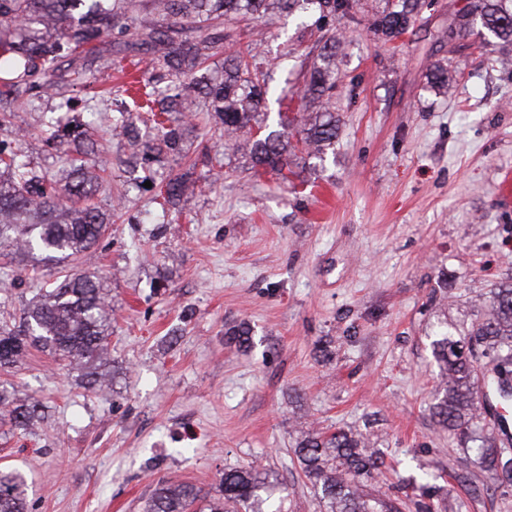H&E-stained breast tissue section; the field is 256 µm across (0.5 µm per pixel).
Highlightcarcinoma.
Listing matches in <instances>:
<instances>
[{"label": "carcinoma", "instance_id": "1", "mask_svg": "<svg viewBox=\"0 0 512 512\" xmlns=\"http://www.w3.org/2000/svg\"><path fill=\"white\" fill-rule=\"evenodd\" d=\"M360 0H0V127L10 122L11 104L22 95L38 99L48 93L61 98L57 108L71 110L75 89L84 91V109L99 111L97 73L108 68L112 54L132 55L147 63L151 80L167 82L165 96L148 99L145 112L191 111L189 98L200 82L197 73L224 56V71L206 82L204 108L220 125L224 149L250 146L253 166L281 173L294 154L291 138L322 156L333 148L338 118L330 103L336 87V36L326 39L312 66L303 74L299 119L280 120L277 128L254 130L253 122L270 96L260 80L251 51L224 53L226 25L238 17H263L272 6L281 11L310 12L320 23L328 18H354ZM368 18L367 30L383 43L395 41L415 24L422 0H382ZM480 25L494 39L512 46V0H473L448 24V40ZM425 88L437 94L448 88V68L437 62L426 74ZM127 117L115 126L127 139L132 156L144 164L163 152H177L182 124L153 120L150 139ZM100 176L84 160L74 158L62 178L32 165L19 147L0 141V256L31 268L52 271L86 254L109 224L93 202ZM179 177L160 181L166 202L183 195ZM112 322L106 293L91 275L74 273L53 282L24 309L19 323H0V370L9 369L30 349H47L83 370L91 383L110 386L108 363ZM441 382L433 414L459 442L475 444L488 472L512 458L504 440L487 429L476 405L480 378L476 363L489 367L507 399L512 380V283L490 292L470 326L439 324L433 340ZM14 427L40 420L39 407L19 402L0 389V417ZM304 476L325 512H399L378 489L383 457L360 435L339 429L326 435L307 433L294 449ZM222 498L207 512H281L270 502L282 485L272 471L260 467L230 470L221 480ZM206 499L190 483L158 482L147 512H199ZM0 512H27V483L11 469L0 470Z\"/></svg>", "mask_w": 512, "mask_h": 512}]
</instances>
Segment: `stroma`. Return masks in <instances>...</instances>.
I'll list each match as a JSON object with an SVG mask.
<instances>
[{
  "mask_svg": "<svg viewBox=\"0 0 512 512\" xmlns=\"http://www.w3.org/2000/svg\"><path fill=\"white\" fill-rule=\"evenodd\" d=\"M427 2L395 43L329 22L342 40L340 122L325 159L299 152L287 176L253 169L248 153L223 152L207 113H188L181 154L160 167L190 177L174 208L133 180L115 112L60 113L52 151L49 101L15 106L0 139L54 172L76 154V124L92 121L88 161L104 169L94 201L110 217L68 270L106 290L111 389L89 393L41 349L0 372L19 399L49 407L44 422L0 434V467L25 474L28 512H143L158 481L214 495L224 471L251 464L286 482L284 512H321L294 448L300 431L331 427L376 439L390 497L419 499L425 473L433 512H512V485L459 467V442L431 411L437 323H471L490 288L512 282V194L500 191L512 176V69L500 60L512 51L475 34L448 41L470 0ZM236 27L231 44L252 46L275 91L261 124L295 116L324 32L285 13ZM437 60L443 97L423 79ZM109 72L111 99L137 113L146 96L128 85L149 79L144 64L120 55ZM206 146L222 168L198 164ZM38 289L0 269V322ZM241 323L245 349L224 336Z\"/></svg>",
  "mask_w": 512,
  "mask_h": 512,
  "instance_id": "obj_1",
  "label": "stroma"
}]
</instances>
